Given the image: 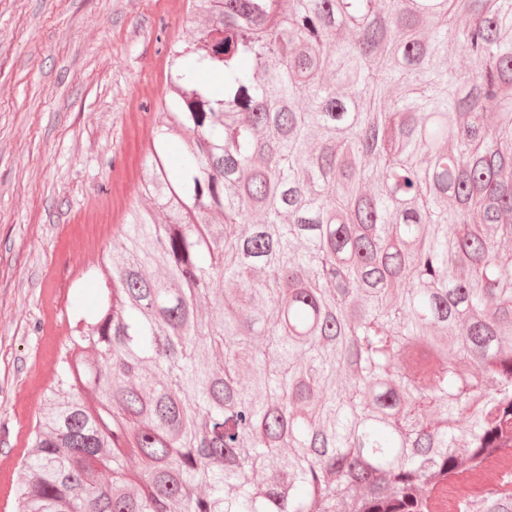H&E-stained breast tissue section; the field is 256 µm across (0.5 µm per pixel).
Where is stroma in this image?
<instances>
[{"label": "stroma", "mask_w": 512, "mask_h": 512, "mask_svg": "<svg viewBox=\"0 0 512 512\" xmlns=\"http://www.w3.org/2000/svg\"><path fill=\"white\" fill-rule=\"evenodd\" d=\"M186 0H0V457L103 286Z\"/></svg>", "instance_id": "1"}]
</instances>
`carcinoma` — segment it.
<instances>
[{
  "instance_id": "obj_1",
  "label": "carcinoma",
  "mask_w": 512,
  "mask_h": 512,
  "mask_svg": "<svg viewBox=\"0 0 512 512\" xmlns=\"http://www.w3.org/2000/svg\"><path fill=\"white\" fill-rule=\"evenodd\" d=\"M189 2L14 512H432L512 448V0Z\"/></svg>"
}]
</instances>
